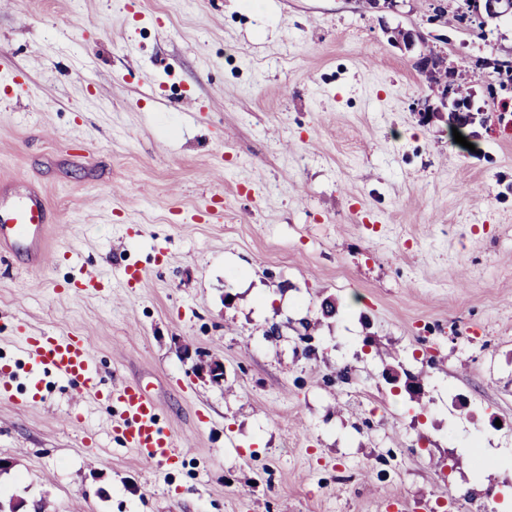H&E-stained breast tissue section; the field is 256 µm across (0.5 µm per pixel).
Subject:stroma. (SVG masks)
Listing matches in <instances>:
<instances>
[{"label":"stroma","mask_w":512,"mask_h":512,"mask_svg":"<svg viewBox=\"0 0 512 512\" xmlns=\"http://www.w3.org/2000/svg\"><path fill=\"white\" fill-rule=\"evenodd\" d=\"M466 11L0 8V187L46 197L56 257L0 251V512H512V19ZM399 29L456 66L468 146ZM22 320L88 335L102 389L139 384L189 450L142 463Z\"/></svg>","instance_id":"stroma-1"}]
</instances>
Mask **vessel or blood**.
Wrapping results in <instances>:
<instances>
[{
	"label": "vessel or blood",
	"mask_w": 512,
	"mask_h": 512,
	"mask_svg": "<svg viewBox=\"0 0 512 512\" xmlns=\"http://www.w3.org/2000/svg\"><path fill=\"white\" fill-rule=\"evenodd\" d=\"M48 213L45 198L36 191L8 199L0 197V246L26 250L27 271H38L46 263ZM18 335L24 353L36 364L77 384L86 394L114 398L122 404L132 421L123 430L125 444L136 451L143 463L170 464L184 454L183 444L158 431L156 406L136 385L120 384L107 391L99 388V369L88 336L58 330L35 333L23 324L18 327Z\"/></svg>",
	"instance_id": "1"
}]
</instances>
